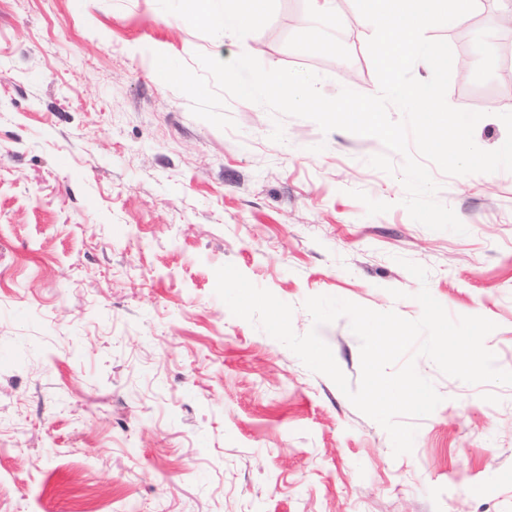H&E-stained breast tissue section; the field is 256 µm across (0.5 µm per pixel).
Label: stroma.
Returning <instances> with one entry per match:
<instances>
[{"instance_id":"35a3bbf8","label":"stroma","mask_w":512,"mask_h":512,"mask_svg":"<svg viewBox=\"0 0 512 512\" xmlns=\"http://www.w3.org/2000/svg\"><path fill=\"white\" fill-rule=\"evenodd\" d=\"M311 8L270 0L252 35L180 17L176 0H0V512H512V385L418 357L443 401L396 456L328 377L215 294L234 265L294 306L297 334L317 329L355 387L348 319L314 326L303 303L417 319L405 258L451 316L496 323L485 346L512 370V172L433 170L467 232L431 230L399 176L368 165L379 139L285 116L276 143L272 114L233 98L221 130L153 76L156 51L194 70L199 52L247 53L317 73L329 97L378 89L354 0L312 35ZM506 11L481 0L425 32L450 44L447 101L484 112L486 150L512 112Z\"/></svg>"}]
</instances>
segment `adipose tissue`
Here are the masks:
<instances>
[{
  "label": "adipose tissue",
  "instance_id": "obj_1",
  "mask_svg": "<svg viewBox=\"0 0 512 512\" xmlns=\"http://www.w3.org/2000/svg\"><path fill=\"white\" fill-rule=\"evenodd\" d=\"M269 0H178L179 12L202 25L224 32L258 33Z\"/></svg>",
  "mask_w": 512,
  "mask_h": 512
}]
</instances>
